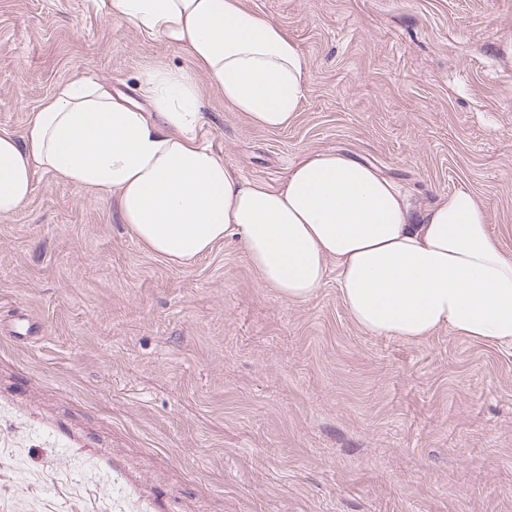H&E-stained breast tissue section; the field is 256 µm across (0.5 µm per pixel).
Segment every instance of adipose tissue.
Wrapping results in <instances>:
<instances>
[{
	"instance_id": "1",
	"label": "adipose tissue",
	"mask_w": 512,
	"mask_h": 512,
	"mask_svg": "<svg viewBox=\"0 0 512 512\" xmlns=\"http://www.w3.org/2000/svg\"><path fill=\"white\" fill-rule=\"evenodd\" d=\"M110 7L181 48L250 123L278 130L296 118L306 55L243 0ZM143 96L146 111L74 80L30 113L23 133L0 130V217L29 201L45 171L111 198L120 223L170 263L190 264L228 241L287 300H310L336 270L350 315L372 334L421 342L445 328L512 344V256L470 189L423 204L368 162L332 151L302 160L272 188L204 143L207 115L190 76L153 71Z\"/></svg>"
}]
</instances>
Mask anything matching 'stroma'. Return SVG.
Instances as JSON below:
<instances>
[{
	"mask_svg": "<svg viewBox=\"0 0 512 512\" xmlns=\"http://www.w3.org/2000/svg\"><path fill=\"white\" fill-rule=\"evenodd\" d=\"M108 3L0 0V129L179 71L245 179L338 151L426 204L466 187L512 255V0H245L307 57L280 130ZM0 512H512V346L371 334L335 272L288 301L227 242L171 264L41 171L0 217Z\"/></svg>",
	"mask_w": 512,
	"mask_h": 512,
	"instance_id": "stroma-1",
	"label": "stroma"
}]
</instances>
